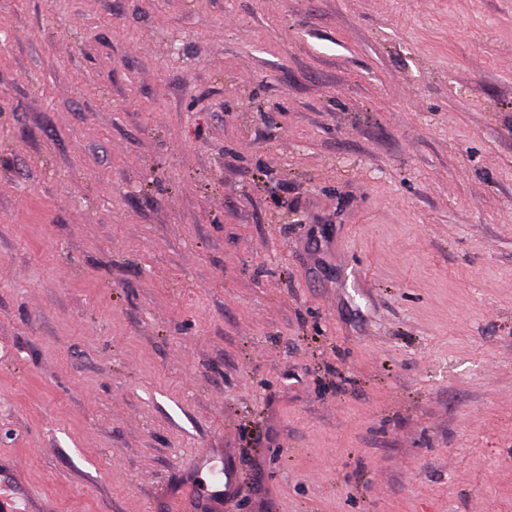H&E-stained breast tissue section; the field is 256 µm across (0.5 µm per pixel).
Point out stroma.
Here are the masks:
<instances>
[{
	"mask_svg": "<svg viewBox=\"0 0 512 512\" xmlns=\"http://www.w3.org/2000/svg\"><path fill=\"white\" fill-rule=\"evenodd\" d=\"M211 448L512 512V0H0V463L147 512Z\"/></svg>",
	"mask_w": 512,
	"mask_h": 512,
	"instance_id": "stroma-1",
	"label": "stroma"
}]
</instances>
